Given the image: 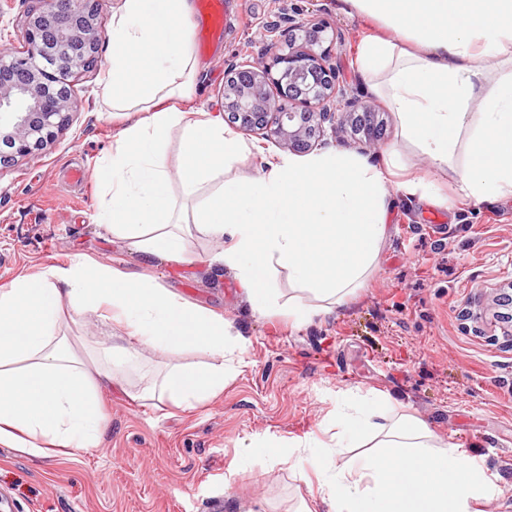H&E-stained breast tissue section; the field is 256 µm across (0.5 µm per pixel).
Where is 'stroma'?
Instances as JSON below:
<instances>
[{
	"label": "stroma",
	"mask_w": 512,
	"mask_h": 512,
	"mask_svg": "<svg viewBox=\"0 0 512 512\" xmlns=\"http://www.w3.org/2000/svg\"><path fill=\"white\" fill-rule=\"evenodd\" d=\"M287 5L342 34L330 61L349 93L369 95L357 51L377 28L340 0H226L224 35L200 56L177 109L220 111L227 62L261 53L262 25ZM111 56L106 32L95 65L73 82L66 129L0 171V287L84 258L157 278L234 320L249 345L223 394L191 410L102 391L109 424L99 448L32 460L0 446V512H293L309 494L307 461L291 470L244 449L329 440L336 398L348 390L387 395L475 455L502 489L481 512H512V344L464 317L479 293L512 281V199H459L449 210L396 198L378 267L344 306L301 326L269 324L252 314L234 273L211 264L218 243L196 235L186 260L148 261L96 223L105 195L97 166L131 122L101 94Z\"/></svg>",
	"instance_id": "obj_1"
}]
</instances>
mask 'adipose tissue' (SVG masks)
Instances as JSON below:
<instances>
[{
    "label": "adipose tissue",
    "instance_id": "obj_1",
    "mask_svg": "<svg viewBox=\"0 0 512 512\" xmlns=\"http://www.w3.org/2000/svg\"><path fill=\"white\" fill-rule=\"evenodd\" d=\"M343 3L385 30L361 42L358 63L395 112L405 147L427 161L425 175L409 173L397 148L380 165L356 152L270 157L257 175L197 197L251 148L223 114L189 120L166 106L198 69L192 0H120L103 94L140 118L98 166L109 198L97 222L146 260H182L188 241L171 194L180 179L194 230L223 243L214 261L234 272L252 312L301 324L344 303L375 270L393 191L449 209L433 182L448 173L472 204L512 197V0ZM176 127L182 164L173 175L162 145ZM278 267L293 285L282 305L269 285ZM73 313L98 318L100 335L61 334ZM247 343L232 322L149 276L77 261L19 278L0 288V446L36 459L98 448L108 426L99 393L127 386L144 352L209 355L170 367L137 394L192 408L223 393L224 357ZM335 427L330 441L264 452L277 462L307 455L328 512H472L499 491L475 456L447 447L387 397L340 395Z\"/></svg>",
    "mask_w": 512,
    "mask_h": 512
}]
</instances>
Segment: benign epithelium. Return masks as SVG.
Listing matches in <instances>:
<instances>
[{
  "instance_id": "1",
  "label": "benign epithelium",
  "mask_w": 512,
  "mask_h": 512,
  "mask_svg": "<svg viewBox=\"0 0 512 512\" xmlns=\"http://www.w3.org/2000/svg\"><path fill=\"white\" fill-rule=\"evenodd\" d=\"M22 26V47L0 54V171L51 144L69 124L71 83L93 66L104 31L100 0H30ZM271 32L276 50L228 67L224 111L244 134H259L294 152H308L325 135V124L363 133V149L379 142L374 105L347 96L330 49L338 33L322 20L281 13ZM477 322L501 325L512 338V295L496 288L469 313Z\"/></svg>"
}]
</instances>
